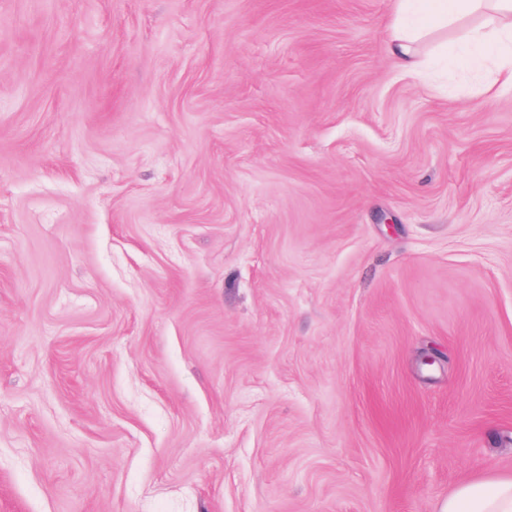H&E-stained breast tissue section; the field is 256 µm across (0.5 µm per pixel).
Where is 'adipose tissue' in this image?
I'll return each mask as SVG.
<instances>
[{"label": "adipose tissue", "instance_id": "adipose-tissue-1", "mask_svg": "<svg viewBox=\"0 0 512 512\" xmlns=\"http://www.w3.org/2000/svg\"><path fill=\"white\" fill-rule=\"evenodd\" d=\"M473 15L477 24L440 45L442 61L451 68L489 73L492 85L512 87V0H397L385 27L388 49L404 73L422 75V45ZM441 512H512V475L459 483Z\"/></svg>", "mask_w": 512, "mask_h": 512}]
</instances>
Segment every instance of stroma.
<instances>
[{
    "label": "stroma",
    "instance_id": "1",
    "mask_svg": "<svg viewBox=\"0 0 512 512\" xmlns=\"http://www.w3.org/2000/svg\"><path fill=\"white\" fill-rule=\"evenodd\" d=\"M393 10L0 0V512L512 475V92L401 75Z\"/></svg>",
    "mask_w": 512,
    "mask_h": 512
}]
</instances>
